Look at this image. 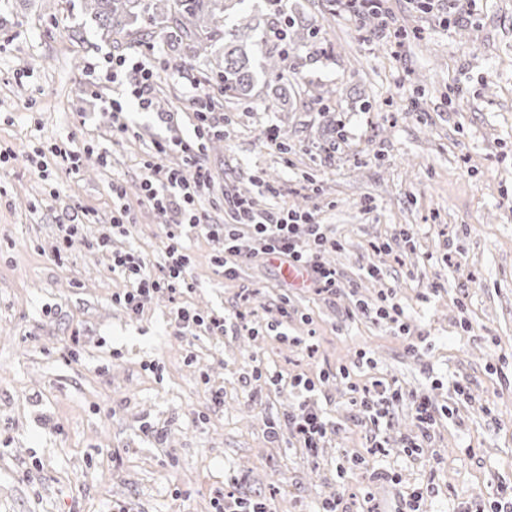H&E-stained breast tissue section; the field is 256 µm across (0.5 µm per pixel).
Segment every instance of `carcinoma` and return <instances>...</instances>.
I'll return each instance as SVG.
<instances>
[{"mask_svg": "<svg viewBox=\"0 0 512 512\" xmlns=\"http://www.w3.org/2000/svg\"><path fill=\"white\" fill-rule=\"evenodd\" d=\"M266 22L253 17L231 27L226 24V0H91L88 8L98 27L123 34L138 22L144 30L166 22L161 34L184 46L188 56L167 59L177 69L186 59L204 66V78L240 106L250 101L251 87L263 82L276 99L288 97V54L296 45H316L318 31L299 23L288 0H267Z\"/></svg>", "mask_w": 512, "mask_h": 512, "instance_id": "obj_1", "label": "carcinoma"}]
</instances>
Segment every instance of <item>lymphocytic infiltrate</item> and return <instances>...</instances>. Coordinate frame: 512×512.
<instances>
[{"instance_id":"lymphocytic-infiltrate-1","label":"lymphocytic infiltrate","mask_w":512,"mask_h":512,"mask_svg":"<svg viewBox=\"0 0 512 512\" xmlns=\"http://www.w3.org/2000/svg\"><path fill=\"white\" fill-rule=\"evenodd\" d=\"M99 67L107 81L122 86L123 101L135 102L140 111H152L156 93L154 60L112 55L104 57ZM123 101L114 100L100 108L102 120L110 125L113 133L120 135L131 130L123 116ZM188 103L197 119L192 136L163 137L155 141L154 156L144 164L147 174L140 185L143 202L157 213L166 228L163 260L151 263L134 250L110 253L111 271L121 275L126 282L125 289L115 294V301L130 315L137 316L143 310L144 299L153 294L176 296L192 291L194 282L189 275L186 250L188 241L194 237H203L219 245L220 250L213 261L222 269L225 278H236L241 262L252 261L260 252L291 266L307 267L312 287L327 294L336 293L340 276L324 256L336 249L337 242L327 237L311 212H258L248 199L233 196L224 201L223 223L215 224L208 213L198 209L197 201L209 190L212 181L211 172L201 163L200 156L215 132V122L207 90L194 88ZM171 152L182 155L183 167L171 168L162 164V157ZM241 224L252 227L256 245L242 240L237 231ZM302 227L309 236L305 242L298 237ZM226 323V316L206 317L186 305L178 306L173 312L174 331L182 336L194 337L201 332L220 336ZM406 399L414 406L421 436L429 437L435 422L432 404L417 395L407 394L396 383L377 380L372 385L355 389L352 404L378 429L387 425L391 407ZM287 428L293 442L310 453L336 432L335 422L307 399L296 411L289 413Z\"/></svg>"}]
</instances>
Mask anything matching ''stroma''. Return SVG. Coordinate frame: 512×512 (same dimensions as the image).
I'll return each mask as SVG.
<instances>
[{
  "label": "stroma",
  "mask_w": 512,
  "mask_h": 512,
  "mask_svg": "<svg viewBox=\"0 0 512 512\" xmlns=\"http://www.w3.org/2000/svg\"><path fill=\"white\" fill-rule=\"evenodd\" d=\"M293 6L324 49L294 50L288 104L272 105L258 84L253 111L240 112L212 88L224 136L206 144L214 183L198 205L217 223L228 194L260 212H312L339 243L326 259L341 288L290 289L277 264L259 261L229 280L212 262L217 243L190 240L196 287L186 301L228 317L222 336L193 341L175 335L167 296L130 318L112 300L123 280L87 242L111 220L117 179L137 224L113 234L112 250L161 261L164 227L140 183L155 139L191 136L187 96L200 63L157 68L153 111L128 109L135 132L116 136L98 110L119 88L87 67L144 53L139 34H107L86 0L0 9V148L13 154L0 167V512H215L216 501L255 496L273 512H318L335 493L348 512L367 495L378 512H397L430 482V512H471L512 487V0H434L427 10L384 0L394 28L411 33L401 43L392 30L366 33L328 0ZM327 90L325 112L316 95ZM276 128L288 152L268 141ZM49 137L95 150L79 170L53 165L46 181L26 157ZM78 205L93 217L56 263L57 225ZM373 267L378 277H368ZM386 290L408 337L357 310ZM290 377L315 380L336 423L312 455L268 430L298 403ZM377 379L437 410L412 454L399 450L417 433L409 404L391 409L381 449L350 403V383Z\"/></svg>",
  "instance_id": "35a3bbf8"
}]
</instances>
